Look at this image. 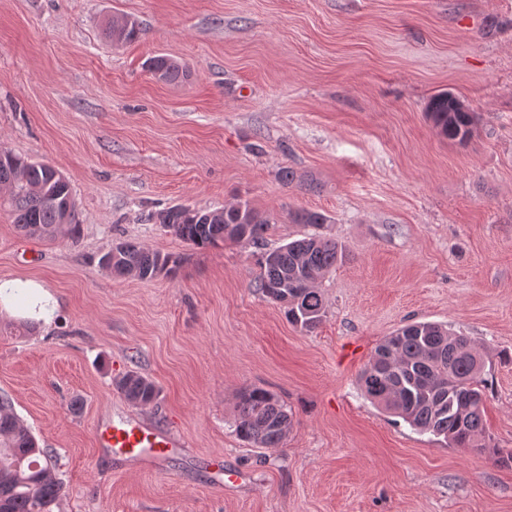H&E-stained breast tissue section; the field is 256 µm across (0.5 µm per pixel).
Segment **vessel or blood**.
<instances>
[{
	"label": "vessel or blood",
	"instance_id": "vessel-or-blood-1",
	"mask_svg": "<svg viewBox=\"0 0 512 512\" xmlns=\"http://www.w3.org/2000/svg\"><path fill=\"white\" fill-rule=\"evenodd\" d=\"M95 436L99 448L134 462L152 465L163 462L177 446L170 435L136 420L98 424Z\"/></svg>",
	"mask_w": 512,
	"mask_h": 512
}]
</instances>
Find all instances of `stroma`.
<instances>
[{
    "mask_svg": "<svg viewBox=\"0 0 512 512\" xmlns=\"http://www.w3.org/2000/svg\"><path fill=\"white\" fill-rule=\"evenodd\" d=\"M137 20L115 44L112 16ZM166 54L177 83L143 69ZM448 92L473 137L426 116ZM60 169L76 237L23 236L0 209V280L37 282L0 314V396L52 454L55 512H512V0H0V148ZM292 170L293 183L281 170ZM277 216L262 245L194 249L151 213L237 200ZM327 215L347 257L313 331L259 287L257 258ZM128 239L179 256L176 276H113ZM414 321L469 336L485 362L487 452L451 448L372 404L358 375ZM152 380L138 406L115 389ZM274 392L279 448L236 434V397ZM135 418L179 440L156 468L98 447ZM241 481L218 484L211 457ZM127 19L126 27L118 28L117 23L120 20ZM141 29L135 20H129L127 17L113 18L108 27V36L117 43H131L140 38ZM116 390L136 405L145 406L159 396L156 385L136 371H128L113 380Z\"/></svg>",
    "mask_w": 512,
    "mask_h": 512,
    "instance_id": "obj_1",
    "label": "stroma"
}]
</instances>
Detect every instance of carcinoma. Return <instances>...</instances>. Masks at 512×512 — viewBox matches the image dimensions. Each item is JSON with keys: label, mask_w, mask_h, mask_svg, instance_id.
<instances>
[{"label": "carcinoma", "mask_w": 512, "mask_h": 512, "mask_svg": "<svg viewBox=\"0 0 512 512\" xmlns=\"http://www.w3.org/2000/svg\"><path fill=\"white\" fill-rule=\"evenodd\" d=\"M114 18L108 36L117 43L140 38L134 20L119 28ZM146 67L165 82L187 77L186 68L168 55L149 58ZM426 112L439 133L464 143L474 131V113L441 93L433 96ZM56 168L1 148L0 199L13 223L33 238H72L77 218L63 223L62 203L73 197L69 180L55 178ZM186 206L157 213V223L195 249L232 241L256 244L264 238L275 216L254 208L247 200L216 210H198L190 219ZM294 224L320 226L327 217L301 210L290 215ZM345 258L336 239L306 236L263 253L259 259L260 288L270 299L286 306L288 321L310 332L322 322L324 297L319 282ZM112 274L140 281L155 279L161 264L173 276L180 259L149 250L130 240H117L100 258ZM359 384L367 396L413 429L443 438L453 448L487 450L483 426L484 362L471 340L448 331L442 324H407L383 339L361 371ZM116 390L136 405L145 406L159 396L156 385L136 371L113 380ZM236 433L254 448H278L292 424V416L273 392L251 387L237 396ZM62 484L55 474L52 455L0 397V512H54Z\"/></svg>", "instance_id": "obj_1"}]
</instances>
